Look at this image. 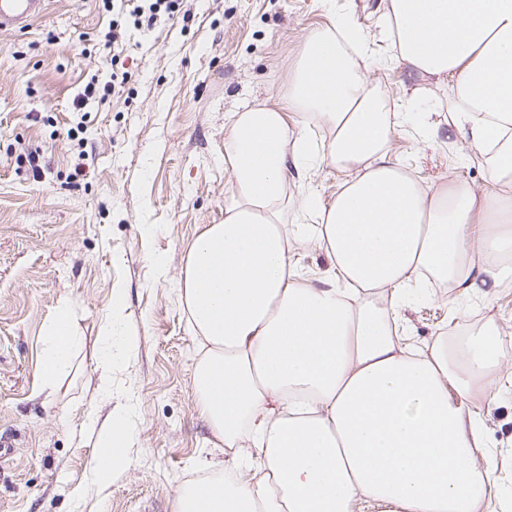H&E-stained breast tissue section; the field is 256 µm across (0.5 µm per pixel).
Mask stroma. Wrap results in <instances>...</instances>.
I'll return each instance as SVG.
<instances>
[{"label":"stroma","mask_w":512,"mask_h":512,"mask_svg":"<svg viewBox=\"0 0 512 512\" xmlns=\"http://www.w3.org/2000/svg\"><path fill=\"white\" fill-rule=\"evenodd\" d=\"M336 5L369 40L367 76L388 111H401L421 86L425 107H447V85L421 78L382 40L381 0ZM184 7L189 21L132 31L127 81L103 100L82 97L88 82L111 80L112 13L102 0H46L26 29L0 31V435L15 444L0 457V512H175L180 487L204 476V463L224 465V446L197 403L198 345L180 274L193 238L224 220L232 182L225 123L285 93L305 33L328 18L320 0H185ZM76 125L79 135L68 137ZM465 149L457 129L445 126L427 145L409 128L392 141L423 184L489 189L485 165L461 163ZM79 157L89 174L75 182ZM346 180L325 166L292 178L290 188L296 200L313 195L327 204ZM157 256L165 273L152 263ZM117 289L125 309L114 334L136 344L104 379L100 327ZM64 300L84 344L76 373L52 389L40 374L43 336ZM489 315L512 334V287L486 302L439 287L400 319L419 346ZM504 366L484 419L512 486V342ZM123 409L136 424L132 462L100 484L89 465L94 430Z\"/></svg>","instance_id":"35a3bbf8"}]
</instances>
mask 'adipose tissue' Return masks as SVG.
<instances>
[{
	"label": "adipose tissue",
	"mask_w": 512,
	"mask_h": 512,
	"mask_svg": "<svg viewBox=\"0 0 512 512\" xmlns=\"http://www.w3.org/2000/svg\"><path fill=\"white\" fill-rule=\"evenodd\" d=\"M326 27L305 34L281 100L234 113L224 133L233 180L224 221L186 254L180 292L201 348L193 382L201 413L230 456L184 486L176 512H501L506 493L482 419L503 377L493 318L405 343L397 313L425 279L457 296L512 283V0H382L383 34L422 76L449 81L447 111L425 117L461 132L492 190L433 189L390 144L409 115L386 112L363 72L371 60L348 11L320 0ZM313 126L329 137L317 145ZM347 171L314 224H289L288 173ZM315 246L333 273L299 281L293 257ZM80 343L69 303L43 338L40 373L69 375ZM129 413L98 431L107 481L129 464Z\"/></svg>",
	"instance_id": "adipose-tissue-1"
}]
</instances>
